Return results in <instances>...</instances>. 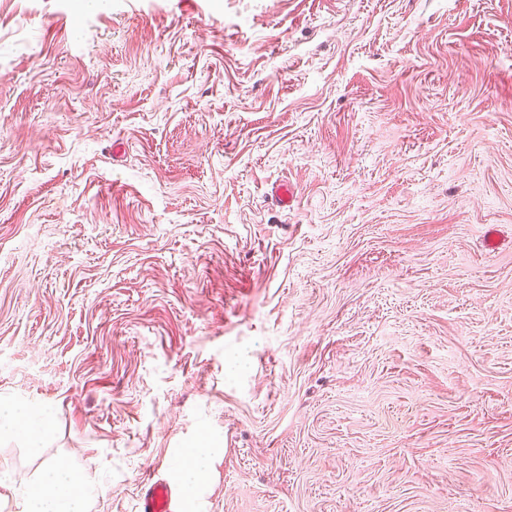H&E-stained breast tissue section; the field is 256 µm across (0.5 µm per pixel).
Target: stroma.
I'll return each instance as SVG.
<instances>
[{"mask_svg":"<svg viewBox=\"0 0 512 512\" xmlns=\"http://www.w3.org/2000/svg\"><path fill=\"white\" fill-rule=\"evenodd\" d=\"M0 403V512H512V0H0ZM50 414L43 413L37 421H32L28 413L19 408L0 407V431L20 428L26 432L27 440L32 448H37L44 434ZM222 454L223 449L212 448L204 437L192 448H187L185 459L176 469V478L190 504L195 500L201 481L211 474L215 461ZM92 491V488L74 484L64 463L50 464L41 477L20 494L22 512H82L80 503ZM173 486L167 480L148 483L140 499L139 512H176Z\"/></svg>","mask_w":512,"mask_h":512,"instance_id":"stroma-1","label":"stroma"}]
</instances>
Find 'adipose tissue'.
Instances as JSON below:
<instances>
[{"mask_svg":"<svg viewBox=\"0 0 512 512\" xmlns=\"http://www.w3.org/2000/svg\"><path fill=\"white\" fill-rule=\"evenodd\" d=\"M221 454V449L211 447L204 438L187 449L177 467V480L187 499H194ZM90 493L89 487L74 484L68 467L58 462L46 466L41 477L22 491V512H80L81 501Z\"/></svg>","mask_w":512,"mask_h":512,"instance_id":"obj_1","label":"adipose tissue"}]
</instances>
